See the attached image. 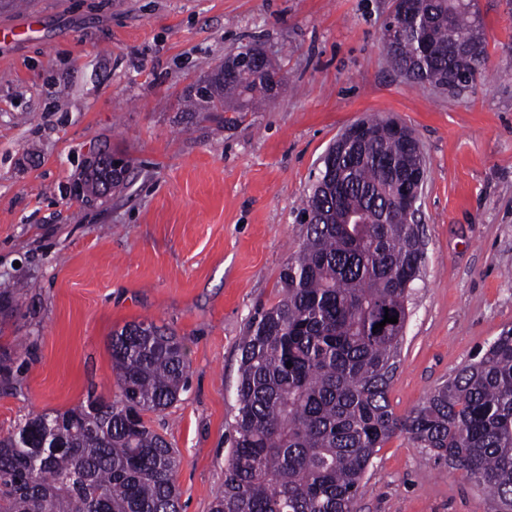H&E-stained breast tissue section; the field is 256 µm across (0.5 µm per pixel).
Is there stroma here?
Instances as JSON below:
<instances>
[{
    "instance_id": "obj_1",
    "label": "stroma",
    "mask_w": 512,
    "mask_h": 512,
    "mask_svg": "<svg viewBox=\"0 0 512 512\" xmlns=\"http://www.w3.org/2000/svg\"><path fill=\"white\" fill-rule=\"evenodd\" d=\"M486 69L438 93L388 64L393 0H0V345L31 339L0 384V432L117 392L110 338L173 330L189 388L150 415L180 455L182 512L224 481L239 345L281 298L300 210L328 147L362 119L411 128L427 168L425 260L388 398L417 409L512 327V0H477ZM260 45L287 78L258 112H187L225 56ZM123 185L78 191L96 154ZM488 495L406 437L376 453L354 512H490Z\"/></svg>"
}]
</instances>
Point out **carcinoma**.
Listing matches in <instances>:
<instances>
[{
	"mask_svg": "<svg viewBox=\"0 0 512 512\" xmlns=\"http://www.w3.org/2000/svg\"><path fill=\"white\" fill-rule=\"evenodd\" d=\"M421 9L417 28L384 44L393 68L412 83L472 89L487 60L479 16L466 0H421ZM425 38L435 55L423 54ZM272 88L218 71L186 98L206 112H253ZM371 128L330 180L317 174L303 213L320 223L307 225L281 272L282 298L241 340L228 465L210 512H353L377 449L398 434L463 471L494 512H512V328L417 410L399 417L390 407L401 336L373 328L405 315L420 269L392 199L404 142ZM122 177L123 167L94 160L81 191L104 193ZM20 291L0 288L1 317ZM110 347L113 400L30 413L0 435V512H181L177 452L145 416L186 391L184 343L141 321L113 331ZM26 349L0 350L3 381Z\"/></svg>",
	"mask_w": 512,
	"mask_h": 512,
	"instance_id": "1",
	"label": "carcinoma"
}]
</instances>
